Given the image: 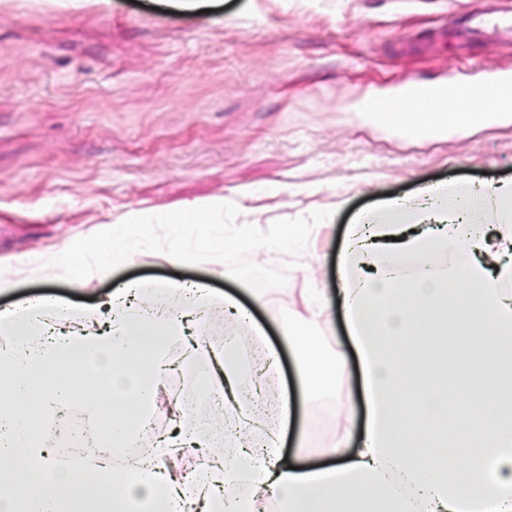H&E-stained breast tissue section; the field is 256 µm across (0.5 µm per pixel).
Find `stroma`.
Listing matches in <instances>:
<instances>
[{
	"mask_svg": "<svg viewBox=\"0 0 512 512\" xmlns=\"http://www.w3.org/2000/svg\"><path fill=\"white\" fill-rule=\"evenodd\" d=\"M512 0H221L211 19L151 0L76 10L52 0L0 4V309L91 306L117 288L181 278L249 308L279 358L267 372L298 397L299 366L276 312L302 291L336 303L337 263L352 217L434 183L512 179V122L417 141L351 106L421 83L512 75V37L475 11ZM223 196L259 228L333 210L284 288L254 295L219 261L136 253L108 277L57 279L48 262L126 218ZM224 346L208 316L168 348L173 374Z\"/></svg>",
	"mask_w": 512,
	"mask_h": 512,
	"instance_id": "stroma-1",
	"label": "stroma"
}]
</instances>
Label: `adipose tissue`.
<instances>
[{"label": "adipose tissue", "instance_id": "adipose-tissue-1", "mask_svg": "<svg viewBox=\"0 0 512 512\" xmlns=\"http://www.w3.org/2000/svg\"><path fill=\"white\" fill-rule=\"evenodd\" d=\"M369 119L413 139L465 136L511 122L512 92ZM424 195L417 210L388 200L360 214L345 237L338 300L362 365L366 420L358 441L344 433L324 444L333 465L284 453L287 399L261 451L237 447L231 465L221 452L233 432L206 427L185 400L171 410L173 434L136 466L114 467L93 451L56 463L37 425L77 401L106 422L108 447L124 448L157 409L170 341L188 321L238 307L203 287L121 288L85 313L64 304L44 315L0 311V328L16 338L0 347V512H262L266 502L278 512H512V179ZM489 209L491 229L477 220ZM435 255L452 262L433 264ZM415 260L426 270L407 274ZM46 315L65 333L46 338ZM317 319L279 316L305 404L347 373L345 353L324 349ZM197 378L238 410L235 432L248 431L236 347L225 346ZM462 381L480 394V413L459 392ZM187 447L210 460L208 471L192 478L176 469ZM241 485L247 495H226Z\"/></svg>", "mask_w": 512, "mask_h": 512}]
</instances>
